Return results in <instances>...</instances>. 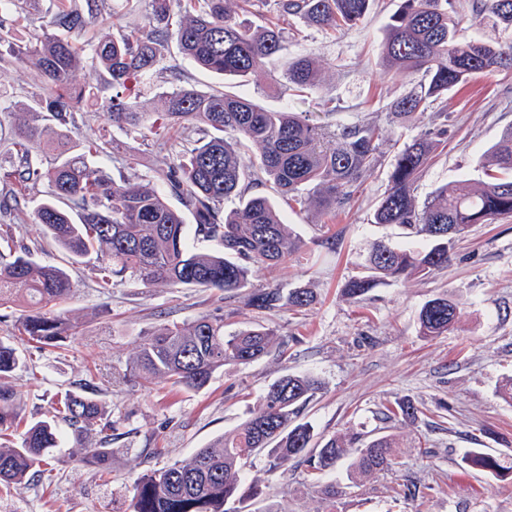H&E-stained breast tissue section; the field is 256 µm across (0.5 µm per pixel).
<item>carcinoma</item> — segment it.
Listing matches in <instances>:
<instances>
[{
  "mask_svg": "<svg viewBox=\"0 0 512 512\" xmlns=\"http://www.w3.org/2000/svg\"><path fill=\"white\" fill-rule=\"evenodd\" d=\"M0 0V75L34 68L41 93L25 108L26 118L8 131L0 127L8 149L0 161V218L8 220L40 186L47 198L32 222L41 226L74 262L96 252L107 265L104 283L114 276L144 288H209L240 298L260 312L285 305L306 308L312 292L296 287L248 290L252 268L288 263L300 241L284 224L270 198L253 189L275 185L289 201L302 193L326 211L353 198L358 180L377 162L383 127L367 121L336 130L314 124L288 109L269 112L251 100L219 89L198 90L180 77L177 65H163L168 42L198 66L220 76H258L282 50L281 23L290 17L331 31L361 22L373 0H144L146 22L131 33L93 32L107 0ZM479 21L512 30V0H471ZM458 0H402L392 15L381 47L385 72L421 75V80L393 104L391 116L424 114L431 99L486 73L512 69V40L457 37ZM167 72L173 86L158 94L167 128L186 145L150 175L115 179L94 166L89 156L104 149L105 133L71 141L68 127L79 112H104L112 126L147 138L149 112L141 90ZM313 60L288 62V88L312 86ZM437 130L403 146L395 154L389 188L374 209L376 224H397L408 237L426 236L427 249L379 243L365 258L366 274L349 280L346 295L355 302L384 278L425 277L448 264L454 247L476 224L512 216V125L477 165L480 176L435 190L417 204L415 184L435 151L446 142ZM258 149L257 162L245 150ZM174 196L182 207L169 203ZM238 206L226 211L224 200ZM194 220V237L214 241L217 251L189 242L183 214ZM72 293L66 269L36 261L30 248L0 253V306H17L16 323L28 339L57 347L75 334L76 325L57 306ZM458 306L446 296L427 301L419 313L424 336H440L458 319ZM279 344L276 330L263 324L224 332V319L202 315L188 323L163 325L142 335L131 367L147 384L163 381L200 391L227 364H249ZM25 361L10 338L0 336V377ZM321 389L311 374H286L260 396L239 428L191 458L146 472L132 483L130 512H240V505L260 495L245 485L249 459L267 452L281 465L304 455L315 473L333 470L345 452L346 436L333 435L312 448V424L304 407ZM418 408L400 402L390 416L410 423ZM13 390L0 386V485H19L40 472L52 449L61 446L64 423L81 439L100 437L99 446L83 448L84 460L101 462L111 455L104 444L114 422L101 400L66 392L52 415L29 423L18 437L6 433L16 423ZM396 438L371 440L350 464L348 478L394 465ZM464 462L500 474L498 460L479 449Z\"/></svg>",
  "mask_w": 512,
  "mask_h": 512,
  "instance_id": "carcinoma-1",
  "label": "carcinoma"
}]
</instances>
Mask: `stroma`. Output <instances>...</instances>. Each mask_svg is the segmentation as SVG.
Here are the masks:
<instances>
[{
  "instance_id": "obj_1",
  "label": "stroma",
  "mask_w": 512,
  "mask_h": 512,
  "mask_svg": "<svg viewBox=\"0 0 512 512\" xmlns=\"http://www.w3.org/2000/svg\"><path fill=\"white\" fill-rule=\"evenodd\" d=\"M400 4L375 0L362 25L336 34L292 19L278 62L256 81L215 76L174 46L169 54L197 88L220 86L271 112L287 108L334 128L374 121L407 142L429 129H446L445 149L415 187L421 203L447 183L475 177L478 158L512 124V71L480 76L448 91L424 114L391 124L392 104L412 87L409 78L384 73L379 56ZM302 55L318 62V84L285 92V63ZM39 91L25 69L1 80L0 103L8 110L0 114V125L10 126L14 113ZM111 135L137 155L140 174L163 166L168 156V137L145 141L117 129ZM393 156L390 144H383L377 165L360 179L351 202L336 211L312 204L283 209L302 248L288 266L262 267L250 283L255 289L311 288L316 302L300 312L286 307L259 312L215 289L145 288L118 277L111 287H100L97 259L71 262L32 224L29 214L37 200L27 199L17 229L37 261L66 267L74 292L60 310L76 323L77 334L63 347L37 348L18 338L13 309L0 307V336L16 337L26 360L5 384L15 391L26 420L47 414L60 392L97 391L119 436L107 462L110 481L101 479L98 464L76 458L79 443L69 435L47 457L41 478L0 488V512H129V489L138 475L190 458L242 424L279 377L306 372L321 379L322 389L304 410L305 420L320 436L353 437L345 460L327 476L337 489L335 512H512V403L496 393L512 376V216L475 226L448 265L428 278L390 279L361 303H351L342 289L361 273L373 244L405 241L397 225L373 221ZM442 294L457 302L458 323L443 335L422 336L419 312ZM202 315L223 317L228 333L266 324L285 340L286 350L247 365H225L198 392L142 386L129 367L143 333ZM407 400L420 410L415 423L382 422L384 407ZM382 432L399 441L392 471L350 486L349 460L362 441ZM472 448L496 457L507 474L495 476L463 463ZM244 477L287 512H325L320 492L307 481L306 463L292 460L277 468L262 452ZM409 479L417 484L414 499L395 498L394 487Z\"/></svg>"
}]
</instances>
